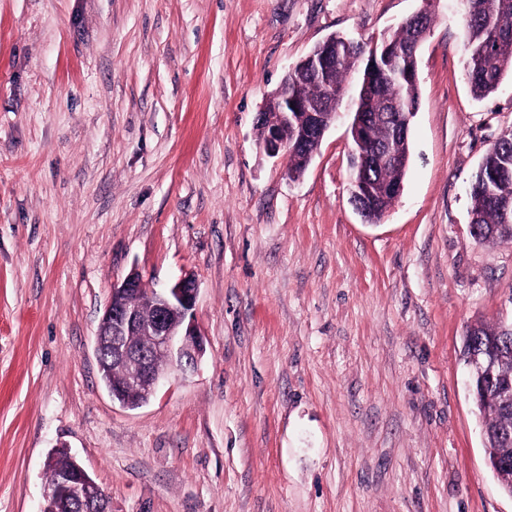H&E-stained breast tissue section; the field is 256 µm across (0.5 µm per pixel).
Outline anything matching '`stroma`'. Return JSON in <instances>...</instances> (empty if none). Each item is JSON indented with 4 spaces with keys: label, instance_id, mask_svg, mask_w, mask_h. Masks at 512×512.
Instances as JSON below:
<instances>
[{
    "label": "stroma",
    "instance_id": "obj_1",
    "mask_svg": "<svg viewBox=\"0 0 512 512\" xmlns=\"http://www.w3.org/2000/svg\"><path fill=\"white\" fill-rule=\"evenodd\" d=\"M403 191L350 203L330 127L300 179L257 115L328 36L423 8ZM448 0H0V512H39L58 445L112 512H512L460 359L512 320V244L469 185L512 129L475 100ZM194 274L204 355L113 402L95 333L113 284Z\"/></svg>",
    "mask_w": 512,
    "mask_h": 512
}]
</instances>
